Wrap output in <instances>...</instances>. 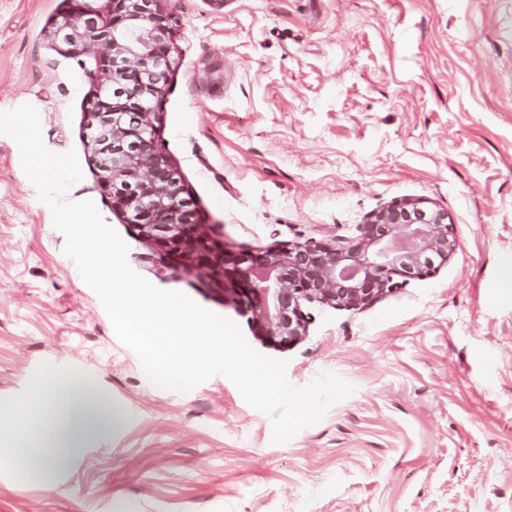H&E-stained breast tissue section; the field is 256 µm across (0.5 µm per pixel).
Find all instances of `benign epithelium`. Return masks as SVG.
Segmentation results:
<instances>
[{
	"label": "benign epithelium",
	"instance_id": "obj_1",
	"mask_svg": "<svg viewBox=\"0 0 512 512\" xmlns=\"http://www.w3.org/2000/svg\"><path fill=\"white\" fill-rule=\"evenodd\" d=\"M107 7V20L84 11L59 15L48 37L100 63L85 110L87 145L112 207L164 255L233 273L257 339L293 346L308 333L305 304L362 310L398 287L395 278H425L435 261L456 252L448 214L412 199L383 206L342 242L214 252L152 122L171 67V15L158 0H107Z\"/></svg>",
	"mask_w": 512,
	"mask_h": 512
}]
</instances>
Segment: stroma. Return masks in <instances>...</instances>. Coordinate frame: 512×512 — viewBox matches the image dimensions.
Here are the masks:
<instances>
[{
	"label": "stroma",
	"instance_id": "obj_1",
	"mask_svg": "<svg viewBox=\"0 0 512 512\" xmlns=\"http://www.w3.org/2000/svg\"><path fill=\"white\" fill-rule=\"evenodd\" d=\"M173 16L157 137L211 241L262 252L349 238L384 204L448 215L456 253L360 311L308 304L290 348L257 340L232 281L162 257L112 209L86 145L94 56L48 40L103 0H0V112L34 106L76 151L130 265L235 321L290 383L355 387L290 441L217 375L154 386L64 253L50 207L0 134V407L30 375L94 372L124 413L0 512H512V0H160Z\"/></svg>",
	"mask_w": 512,
	"mask_h": 512
}]
</instances>
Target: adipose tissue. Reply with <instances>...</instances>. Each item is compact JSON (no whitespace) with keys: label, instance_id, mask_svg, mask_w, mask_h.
<instances>
[{"label":"adipose tissue","instance_id":"1","mask_svg":"<svg viewBox=\"0 0 512 512\" xmlns=\"http://www.w3.org/2000/svg\"><path fill=\"white\" fill-rule=\"evenodd\" d=\"M122 422L94 374L47 366L30 377L25 398L0 411V464L22 454L34 468L51 471L67 461L90 430Z\"/></svg>","mask_w":512,"mask_h":512}]
</instances>
